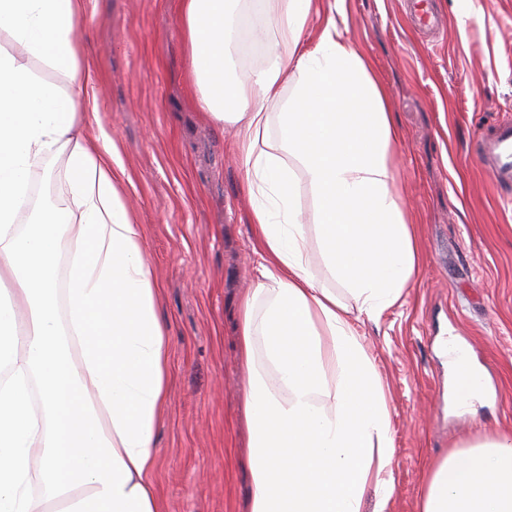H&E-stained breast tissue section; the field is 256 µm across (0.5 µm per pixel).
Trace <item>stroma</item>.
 Wrapping results in <instances>:
<instances>
[{
	"mask_svg": "<svg viewBox=\"0 0 512 512\" xmlns=\"http://www.w3.org/2000/svg\"><path fill=\"white\" fill-rule=\"evenodd\" d=\"M178 0H91L82 22L97 122L130 180L170 338V392L156 426L153 480L164 512H250L240 297L257 272L252 201L234 127L207 119L187 88ZM445 29L412 26L403 0H346L355 45L393 93L397 189L414 210L421 256L403 306L355 322L390 407V512H418L427 463L475 435L512 432V200L475 150L479 128L512 120V0H433ZM33 205L68 203L66 157L47 160ZM305 259L325 287L313 200L298 183ZM455 336L483 370L481 399L448 405Z\"/></svg>",
	"mask_w": 512,
	"mask_h": 512,
	"instance_id": "stroma-1",
	"label": "stroma"
}]
</instances>
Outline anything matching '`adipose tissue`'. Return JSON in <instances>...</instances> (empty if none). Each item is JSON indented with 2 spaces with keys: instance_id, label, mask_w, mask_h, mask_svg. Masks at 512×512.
I'll return each instance as SVG.
<instances>
[{
  "instance_id": "adipose-tissue-1",
  "label": "adipose tissue",
  "mask_w": 512,
  "mask_h": 512,
  "mask_svg": "<svg viewBox=\"0 0 512 512\" xmlns=\"http://www.w3.org/2000/svg\"><path fill=\"white\" fill-rule=\"evenodd\" d=\"M88 3L0 0V281L12 282L0 294V512H163L154 436L169 334L123 203L126 170L88 121ZM274 3L291 50L270 44L261 68L234 78L235 0H178L190 88L208 118L236 127L252 198L258 276L238 321L250 512H387L390 412L352 323L401 304L421 261L395 188L399 132L371 59L336 21L343 0ZM57 154L71 204L30 208L33 177ZM301 179L334 289L305 260ZM419 512H512V433L434 460Z\"/></svg>"
}]
</instances>
